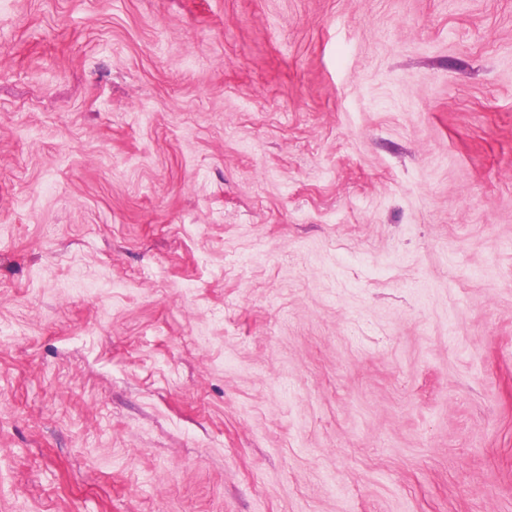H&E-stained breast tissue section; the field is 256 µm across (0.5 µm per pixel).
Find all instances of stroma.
<instances>
[{
  "label": "stroma",
  "mask_w": 512,
  "mask_h": 512,
  "mask_svg": "<svg viewBox=\"0 0 512 512\" xmlns=\"http://www.w3.org/2000/svg\"><path fill=\"white\" fill-rule=\"evenodd\" d=\"M0 512H512V0H0Z\"/></svg>",
  "instance_id": "stroma-1"
}]
</instances>
